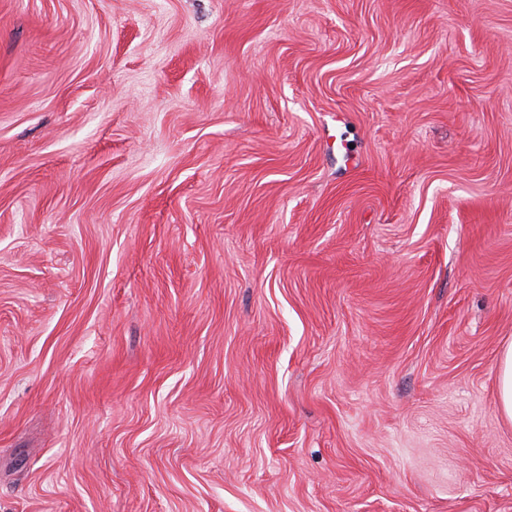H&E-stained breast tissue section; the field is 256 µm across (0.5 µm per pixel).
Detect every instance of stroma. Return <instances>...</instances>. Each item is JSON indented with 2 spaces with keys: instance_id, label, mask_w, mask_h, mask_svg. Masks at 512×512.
Returning <instances> with one entry per match:
<instances>
[{
  "instance_id": "35a3bbf8",
  "label": "stroma",
  "mask_w": 512,
  "mask_h": 512,
  "mask_svg": "<svg viewBox=\"0 0 512 512\" xmlns=\"http://www.w3.org/2000/svg\"><path fill=\"white\" fill-rule=\"evenodd\" d=\"M512 0H0V512H512ZM498 399L501 414L512 423V343L504 348L499 358Z\"/></svg>"
}]
</instances>
